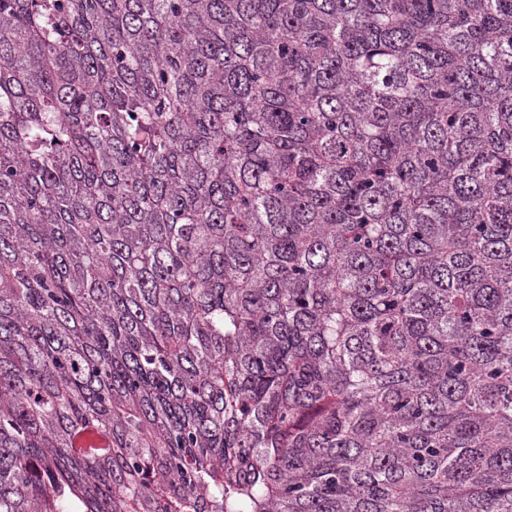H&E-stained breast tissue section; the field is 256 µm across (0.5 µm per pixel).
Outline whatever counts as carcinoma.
<instances>
[{"label": "carcinoma", "mask_w": 512, "mask_h": 512, "mask_svg": "<svg viewBox=\"0 0 512 512\" xmlns=\"http://www.w3.org/2000/svg\"><path fill=\"white\" fill-rule=\"evenodd\" d=\"M0 512H512V0H0Z\"/></svg>", "instance_id": "cac0c4a2"}]
</instances>
